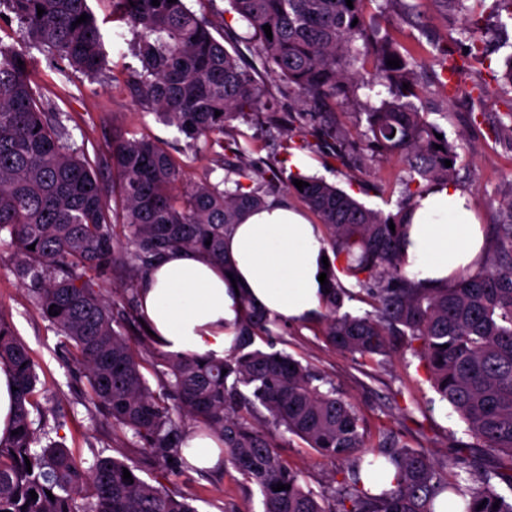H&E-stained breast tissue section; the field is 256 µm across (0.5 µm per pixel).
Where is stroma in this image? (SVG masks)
I'll use <instances>...</instances> for the list:
<instances>
[{
    "mask_svg": "<svg viewBox=\"0 0 512 512\" xmlns=\"http://www.w3.org/2000/svg\"><path fill=\"white\" fill-rule=\"evenodd\" d=\"M188 7L210 21L215 37L231 51L252 62L261 71L260 85L270 110L232 121L225 142L237 141L246 151L251 186H261L262 175L278 171L289 174L295 167L336 185L368 207L384 214L397 213L403 198V165L398 158L363 152L359 133L365 128L359 112L363 102H379L387 90L359 89L337 119L348 133L350 166L326 167L317 150L291 148L282 151L280 132L301 109L296 96L263 72V62L247 41L249 30L233 12L229 0H187ZM89 7L100 28L107 54L104 75L91 79L28 47L19 23L0 29V37L27 46L29 76L38 94L60 112L72 134L71 141L89 154L104 153L117 136L148 137L162 142L184 165L186 181L224 178L222 145L192 141L175 127L161 121L132 97L127 78L139 67L135 35L130 25L112 12V0H90ZM367 22L401 47L415 51L421 63L416 76L424 89L421 105L430 122L458 147L454 180L471 198L483 225L499 223L501 206L512 199V142L494 138L505 104L512 100V87L492 82L484 66L477 65L457 78L455 95H445L439 82V49L459 51V13L449 12L443 0H367ZM14 251L8 239L0 240V315L14 328L39 364V400L49 426L58 430L64 445L82 455L91 449L121 447L129 430L103 420H91L81 404V369L74 364L60 336L45 321L32 302L30 283L14 273ZM322 314L299 322L279 324L272 341L302 363L308 364L334 384L358 410L367 435V445H376L381 433H394L410 447L427 450L435 460L450 452L453 441H468L463 421L442 401L428 380L420 360L410 350L399 348L375 359L350 356L328 345L320 331ZM277 451L298 473L304 488L327 492L338 488L346 467L321 458L299 438L278 434ZM169 488L188 498L197 512H259L261 496L232 466L207 472L184 470L170 478Z\"/></svg>",
    "mask_w": 512,
    "mask_h": 512,
    "instance_id": "35a3bbf8",
    "label": "stroma"
}]
</instances>
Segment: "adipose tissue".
<instances>
[{
	"label": "adipose tissue",
	"mask_w": 512,
	"mask_h": 512,
	"mask_svg": "<svg viewBox=\"0 0 512 512\" xmlns=\"http://www.w3.org/2000/svg\"><path fill=\"white\" fill-rule=\"evenodd\" d=\"M486 249L475 207L461 189L438 186L418 198L402 242L411 278L436 286L475 267ZM224 253L234 269L230 278L198 252L179 248L142 279L141 311L164 349L224 357L245 296L281 319L320 310L326 288L318 276L329 253L323 227L287 202L244 213L225 236Z\"/></svg>",
	"instance_id": "obj_1"
}]
</instances>
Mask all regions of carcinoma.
Instances as JSON below:
<instances>
[{
    "label": "carcinoma",
    "instance_id": "1",
    "mask_svg": "<svg viewBox=\"0 0 512 512\" xmlns=\"http://www.w3.org/2000/svg\"><path fill=\"white\" fill-rule=\"evenodd\" d=\"M488 1L500 27L512 28V0H474L473 8L467 0H447L450 9L464 14L459 32L464 52L439 59L448 80L474 62L489 61L481 38V8ZM159 2L112 0L135 33L142 63L127 83L186 137L222 144L230 121L262 111V89L185 0ZM366 2L353 0L350 8L346 0H230L253 30L250 40L268 74L299 98L300 116L318 119L309 131L302 126L288 131L283 149L306 132L327 163L346 165L336 113L355 96L351 68L361 63L370 74L364 85L387 87L391 98L364 105L366 129L359 136L363 150L403 162L404 208L386 216L321 178L288 176V190L317 216L334 255L326 270L321 335L350 355L383 356L396 342L411 350L437 394L466 424L476 440L472 446L495 458L497 466H477L468 444L442 462L390 433L366 447L356 408L335 386L321 388L327 380L316 371L271 344L266 349L257 344L272 335L279 320L248 299L242 300L235 346L224 358L156 352L148 344L136 354L116 330L126 310L113 311L102 291L113 266L124 263L144 273L180 247L201 253L227 274L224 235L243 211L264 205L265 195L231 179L246 176L238 148L224 155V184H234L231 190L206 177L183 184V168L164 144L143 138L108 147L107 163L117 180L107 188L84 150L69 143L60 114L34 91L26 51L0 39V236H9L15 249L14 275L31 282L36 308L83 369L88 414L129 429L132 446L140 449L138 457L120 458L93 449L90 462L59 442L42 443L48 433L33 419V412H41L37 364L0 316V364L17 382L13 429L19 431L0 439V512H197L162 483L190 467L181 443L192 425L213 433L224 448L220 463L258 487L261 512H435L443 494L454 507L464 506L462 512H512V499L498 489L501 482L512 487V200L500 223L490 225L494 249L476 271L438 287L405 275L400 249L405 208L429 187L450 182L459 154L454 144L436 137L439 129L416 105L423 94L416 59L369 32ZM0 4L52 58L89 77L105 70L106 53L88 0ZM39 7L45 9L40 17ZM83 14L87 21L76 23ZM265 25L271 26L270 39ZM393 58L400 67L387 66ZM295 179L307 186L298 190ZM110 192L119 199L114 207ZM32 244L35 249H28ZM338 270L369 304L363 315L342 311L353 293ZM51 307L58 315L49 314ZM145 356L163 366L158 392L142 371ZM280 429L321 457L347 465L338 492L323 495L302 487L275 451ZM376 460L394 467L395 476L371 490L361 474ZM147 467L156 476L145 478ZM125 468L132 479L123 478ZM279 484L290 489L273 490ZM31 490L37 499H31Z\"/></svg>",
    "mask_w": 512,
    "mask_h": 512
}]
</instances>
